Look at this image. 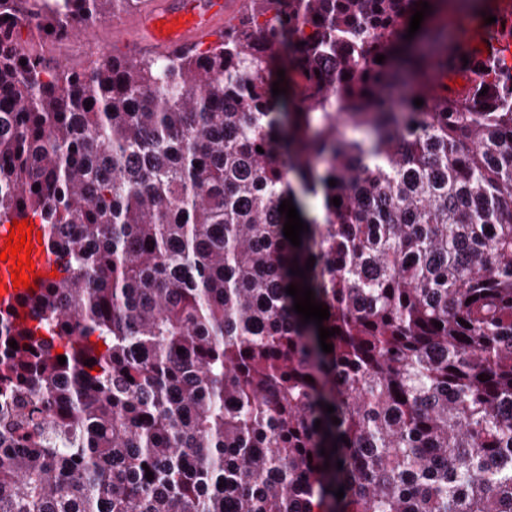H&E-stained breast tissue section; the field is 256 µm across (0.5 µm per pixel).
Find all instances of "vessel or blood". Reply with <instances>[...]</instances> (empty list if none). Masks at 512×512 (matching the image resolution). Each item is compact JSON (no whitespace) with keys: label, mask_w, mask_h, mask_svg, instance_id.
<instances>
[{"label":"vessel or blood","mask_w":512,"mask_h":512,"mask_svg":"<svg viewBox=\"0 0 512 512\" xmlns=\"http://www.w3.org/2000/svg\"><path fill=\"white\" fill-rule=\"evenodd\" d=\"M240 7L239 0H142L135 15L102 25L76 29L77 40L93 52L168 54L209 41ZM472 41L480 49L512 60V36L487 38L475 30ZM8 262L0 261V312L24 316L26 289H14Z\"/></svg>","instance_id":"vessel-or-blood-1"}]
</instances>
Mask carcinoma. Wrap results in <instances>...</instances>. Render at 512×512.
<instances>
[{"label": "carcinoma", "instance_id": "cac0c4a2", "mask_svg": "<svg viewBox=\"0 0 512 512\" xmlns=\"http://www.w3.org/2000/svg\"><path fill=\"white\" fill-rule=\"evenodd\" d=\"M137 2L0 0V224L58 264L0 314V512H512V66L435 22L484 0H249L206 47L47 60Z\"/></svg>", "mask_w": 512, "mask_h": 512}]
</instances>
